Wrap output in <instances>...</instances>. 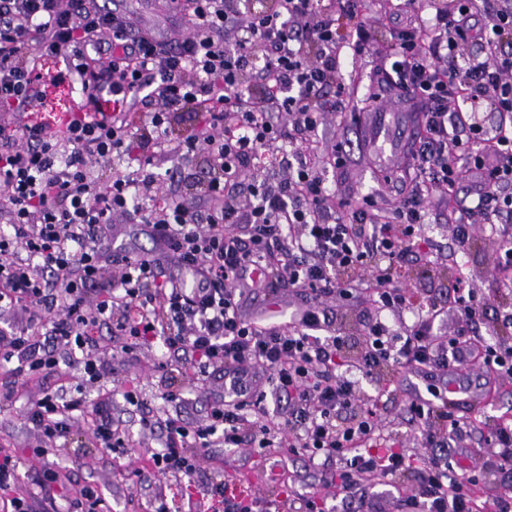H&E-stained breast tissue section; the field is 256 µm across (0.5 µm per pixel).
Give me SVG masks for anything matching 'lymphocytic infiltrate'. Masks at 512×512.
<instances>
[{"label":"lymphocytic infiltrate","mask_w":512,"mask_h":512,"mask_svg":"<svg viewBox=\"0 0 512 512\" xmlns=\"http://www.w3.org/2000/svg\"><path fill=\"white\" fill-rule=\"evenodd\" d=\"M359 0H273L263 11L244 0H177L185 20L164 41L94 0H0V311L21 313L0 328V365L12 379L51 376L68 357L80 374L68 395L31 402L27 421L34 457L54 454L77 422L89 424L95 447L133 456L125 422L113 416L122 396L140 426L159 430L161 446L148 477L202 484L224 512H260L259 499L235 494L223 475L205 474L203 448L285 445L315 460L338 459L331 477L348 512H364V490L413 475L399 512H512V491L493 501L474 491L476 471H452L450 441L466 429L445 392L412 397L407 412L423 455L386 446L381 421L358 404L357 378L396 364L430 379L479 365L512 379V313L487 323V299L458 283L457 334L438 339V301L416 306L394 283L396 266L427 258L418 248L429 196L453 192L469 154L482 186L460 210L453 236L466 249L479 224L512 216V129L488 132L479 114L512 117V0L486 12L480 31L468 21L475 0H398L419 26L390 33L386 83L407 92L417 114L411 157L416 179L379 218L375 195L335 196L316 171V135L353 90L340 53L370 52ZM60 62V82L79 76L85 99L57 127L28 121L42 97L40 62ZM189 132L176 133L184 113ZM287 163L277 178L252 176L263 155ZM123 155L136 161L100 185L96 164ZM196 158L191 192L166 196L157 169L171 156ZM147 224L156 250L112 253L104 243L117 218ZM311 299L287 324L246 313L277 287ZM372 293L378 310L364 325L359 356L349 337L333 332L328 299ZM414 317L398 336L389 318ZM487 325L493 343L472 336ZM108 327L117 351L153 343L167 357L158 390L165 403L183 399L184 379L221 381L225 394L190 421L144 400L137 385L98 389L112 372L97 332ZM96 395H89V388ZM280 402L271 413L267 399ZM24 459L0 449V512H106L100 486L71 482L46 469L21 488Z\"/></svg>","instance_id":"lymphocytic-infiltrate-1"}]
</instances>
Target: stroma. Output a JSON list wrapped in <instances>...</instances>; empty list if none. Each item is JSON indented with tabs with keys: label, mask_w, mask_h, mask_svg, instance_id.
Here are the masks:
<instances>
[{
	"label": "stroma",
	"mask_w": 512,
	"mask_h": 512,
	"mask_svg": "<svg viewBox=\"0 0 512 512\" xmlns=\"http://www.w3.org/2000/svg\"><path fill=\"white\" fill-rule=\"evenodd\" d=\"M107 6L117 12L130 13L143 28L156 35L168 36L179 17L173 11L170 0H105ZM362 12L365 17L370 40L374 45L372 53L353 57L349 50L340 55L341 73L345 81H352L358 87V97L364 108H371V93L378 89L372 78L376 70L383 67L390 49L389 33L391 9L387 0H364ZM54 63L43 67L46 85L45 97L31 116L32 121L56 125L61 114L72 111L73 95L69 85L55 79ZM328 187L346 197L376 192L385 207H393L403 197L415 171L405 162H398L389 174L379 173L372 165L369 153L354 152L347 166L329 168L323 173ZM429 218L424 234L433 243L430 262H414L402 265L394 271L396 281L408 288L415 304L438 298L448 303L452 293L450 273L458 267H467L472 275V285L479 293L490 297L493 305L487 310L488 319H496L499 310L512 306V298L505 296L507 286L495 267L494 257L500 241L496 234L478 231L468 251H460L453 241V222L456 202H442L431 199L428 204ZM162 358L160 350L142 347L123 355L115 361L114 378L105 379V387L114 382L137 384L145 400H153L161 372L157 365ZM465 379L472 387L465 393L457 414L469 423L470 431L453 442L448 456L454 467H479L482 470L479 486L484 489L485 499L495 498L502 490L501 475L495 450L487 441L491 432L507 418H512V382H505L494 388H484L476 368L467 370ZM428 383L413 374L409 368L399 367L385 376L384 380L370 377L361 378L360 398L362 402L376 406L384 431L391 441L405 443L410 448H420L421 437L408 421L407 403L410 395L425 390ZM55 378L39 381H21L17 388L21 397L12 409L0 412V447L7 450L31 448L36 439L26 420L30 401L42 396L44 391L55 389ZM204 467L208 472L223 473L230 486L242 495L271 498L278 494L279 485L292 483L302 493L316 492L325 495L327 506L332 512H344L341 497L334 486L329 485V466L312 465L303 458L291 454L289 448H270L259 452L255 448H235L225 451L219 448L202 449ZM66 463L72 475L105 487L112 512H149L154 497L167 499L172 512H184L182 488L175 482L164 479H150L134 486L124 482L113 473L112 458L94 448L85 427H75L72 434L60 445L58 454L31 460L32 469L53 467Z\"/></svg>",
	"instance_id": "stroma-1"
}]
</instances>
